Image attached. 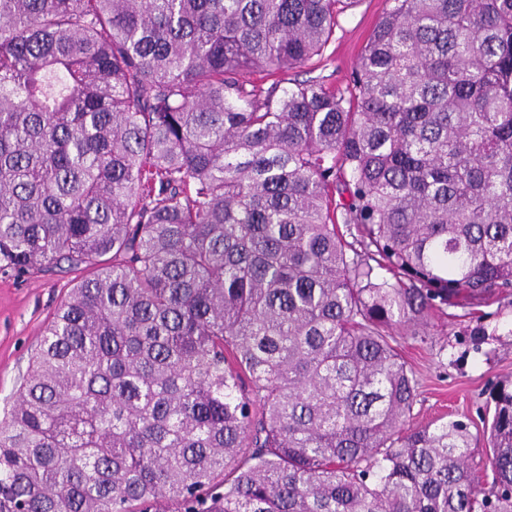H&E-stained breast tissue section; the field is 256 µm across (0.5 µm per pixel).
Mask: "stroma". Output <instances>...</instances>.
Listing matches in <instances>:
<instances>
[{
  "instance_id": "obj_1",
  "label": "stroma",
  "mask_w": 512,
  "mask_h": 512,
  "mask_svg": "<svg viewBox=\"0 0 512 512\" xmlns=\"http://www.w3.org/2000/svg\"><path fill=\"white\" fill-rule=\"evenodd\" d=\"M388 0H354L341 15L327 60L316 69L289 72V79L316 76L343 87ZM74 286L72 275L0 276V408L10 404L43 325ZM400 350L420 380L412 422L425 425L465 415L480 422L485 391L498 378L512 376V296L473 315L457 309L434 317L424 337L403 336Z\"/></svg>"
}]
</instances>
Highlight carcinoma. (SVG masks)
Wrapping results in <instances>:
<instances>
[{
  "label": "carcinoma",
  "instance_id": "1",
  "mask_svg": "<svg viewBox=\"0 0 512 512\" xmlns=\"http://www.w3.org/2000/svg\"><path fill=\"white\" fill-rule=\"evenodd\" d=\"M0 0V275L66 271L0 512H512V381L412 427L399 336L512 294V0ZM388 8V0H356L339 18L335 40L325 52L327 61L316 69L290 71V82L320 77L327 86L344 87L372 29Z\"/></svg>",
  "mask_w": 512,
  "mask_h": 512
}]
</instances>
